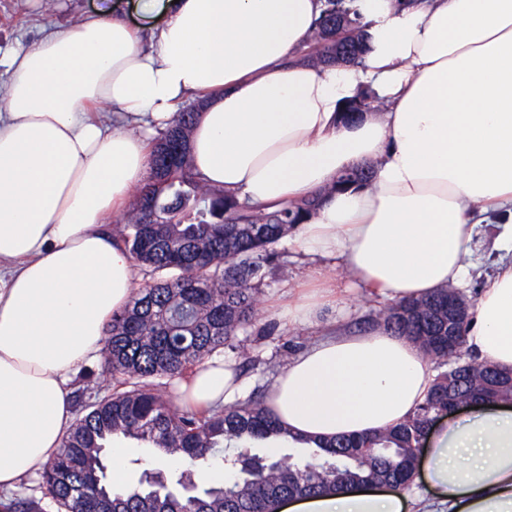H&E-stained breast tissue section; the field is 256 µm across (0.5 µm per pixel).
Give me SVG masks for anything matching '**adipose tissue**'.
Masks as SVG:
<instances>
[{
    "label": "adipose tissue",
    "instance_id": "obj_1",
    "mask_svg": "<svg viewBox=\"0 0 512 512\" xmlns=\"http://www.w3.org/2000/svg\"><path fill=\"white\" fill-rule=\"evenodd\" d=\"M323 0H126L0 56V492L40 474L71 429L70 382L99 357L135 294L134 262L103 228L153 176L152 138L202 100L191 155L204 183L268 209L321 201L297 231L381 303L462 284L478 224L500 219L507 253L474 309L466 346L512 370V0H354L368 34L350 63L298 51ZM381 117L345 123L361 91ZM111 111V124L95 110ZM374 169L330 191L341 171ZM340 293L316 276L265 307L312 321ZM405 337L332 331L289 359L268 403L291 432L324 440L406 420L435 382ZM215 356L180 381L187 408L243 399ZM425 488L350 486L288 512H512V408L449 415L430 433Z\"/></svg>",
    "mask_w": 512,
    "mask_h": 512
}]
</instances>
